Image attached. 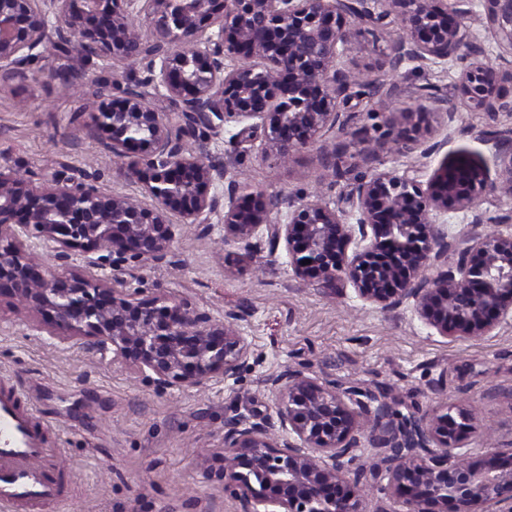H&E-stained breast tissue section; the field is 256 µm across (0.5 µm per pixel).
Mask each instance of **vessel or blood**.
Here are the masks:
<instances>
[{
    "label": "vessel or blood",
    "instance_id": "1",
    "mask_svg": "<svg viewBox=\"0 0 512 512\" xmlns=\"http://www.w3.org/2000/svg\"><path fill=\"white\" fill-rule=\"evenodd\" d=\"M46 426L20 393L0 386V505L13 512H47L63 504L64 486Z\"/></svg>",
    "mask_w": 512,
    "mask_h": 512
}]
</instances>
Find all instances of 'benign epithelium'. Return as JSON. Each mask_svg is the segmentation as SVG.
<instances>
[{
    "instance_id": "7a95c632",
    "label": "benign epithelium",
    "mask_w": 512,
    "mask_h": 512,
    "mask_svg": "<svg viewBox=\"0 0 512 512\" xmlns=\"http://www.w3.org/2000/svg\"><path fill=\"white\" fill-rule=\"evenodd\" d=\"M473 0H0V85L25 79L52 49L74 48L105 65L136 60L144 77L102 86L87 135L101 138L112 174L136 183L153 204L97 184L80 170L51 179L0 166V288L31 311L50 316L48 335L77 339L161 392L199 388L234 377L250 354L238 327L185 299L144 294L117 277L93 273L114 259L160 264L175 240L170 217L209 233L220 213L224 247H257L262 235L284 244L302 285L351 284L381 310L404 303L436 333L453 340L485 336L512 316V232L458 241L448 265V234L438 216L470 210L488 191L512 195V154L499 180L466 162L467 176L446 159L421 185L413 168L375 170L336 207L322 194L273 201L226 173L203 136L227 122L262 132V151L281 162L344 127L353 101L400 99L398 82L374 76L405 62L462 64L456 96L476 112H512V88L478 61L483 48L466 20ZM480 21L500 57L512 58V0H481ZM148 24L152 38L142 34ZM396 25L375 66L341 59L363 34ZM413 107L393 109L386 136L403 154L431 136L439 116L455 108L433 91ZM344 148L326 151L325 170L341 173ZM286 215H281V206ZM356 216V223L348 222ZM37 240L69 265L80 257L90 273L49 271ZM310 260L304 265L302 261ZM432 267L429 278L419 272ZM275 410L224 423V492L238 512H364L366 468L350 469L365 436L384 449L387 495L405 512H512V449L473 462L453 452L485 435L473 412L458 406L403 416L387 397L340 387L300 371L269 379ZM353 477H348V474ZM453 510H448V506ZM497 506L494 511L491 506Z\"/></svg>"
}]
</instances>
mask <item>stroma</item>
<instances>
[{
    "label": "stroma",
    "instance_id": "obj_1",
    "mask_svg": "<svg viewBox=\"0 0 512 512\" xmlns=\"http://www.w3.org/2000/svg\"><path fill=\"white\" fill-rule=\"evenodd\" d=\"M457 64L403 63L400 106L414 105L418 87L431 85L454 98ZM87 74L99 83L138 77L135 66L82 64L77 52L49 51L27 80L0 89V164L52 178L66 170L97 173L100 185L141 196L138 184L113 180L112 164L82 128L90 121L87 92H64L59 73ZM385 113L363 100L347 127L323 132L288 162L264 156L260 137L240 138L239 125L225 124L209 148L238 181L270 197L312 192L322 156L334 142L346 145L347 178L326 181L322 192L338 202L348 178L364 174L360 152L370 140L383 170L414 168L427 181L445 156L477 160L497 181L502 151H512V113L494 115L458 103L453 121H441L432 139L438 150L420 147L396 153L383 137ZM449 240L472 232L512 231V197L482 196L476 211L449 210L439 218ZM224 226L209 236L177 233L165 260L153 267L120 264L128 286L145 293L164 289L207 310L214 320L236 311L251 353L238 379L213 381L201 389L158 392L111 357L62 344L37 331L41 316L14 295L0 293V376L23 387L28 401L63 446L68 498L58 512H237L224 492V423L243 415L272 412L269 378L298 370L342 386L388 393L402 414L426 413L471 403L490 437L466 449L484 459L512 448V320L492 333L466 340L439 336L409 306L384 312L359 299L348 283L335 290L294 280L284 248L260 241L253 258L242 249L225 251ZM247 260V273L228 277L225 256Z\"/></svg>",
    "mask_w": 512,
    "mask_h": 512
}]
</instances>
